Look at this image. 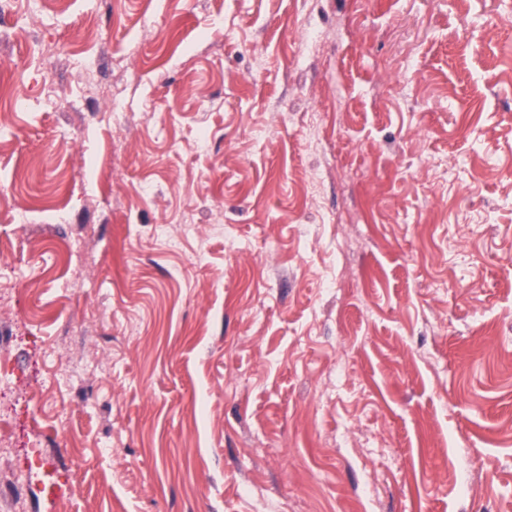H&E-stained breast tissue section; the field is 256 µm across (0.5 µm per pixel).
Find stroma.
<instances>
[{"label":"stroma","mask_w":512,"mask_h":512,"mask_svg":"<svg viewBox=\"0 0 512 512\" xmlns=\"http://www.w3.org/2000/svg\"><path fill=\"white\" fill-rule=\"evenodd\" d=\"M0 188V512H512V0L0 9Z\"/></svg>","instance_id":"1"}]
</instances>
